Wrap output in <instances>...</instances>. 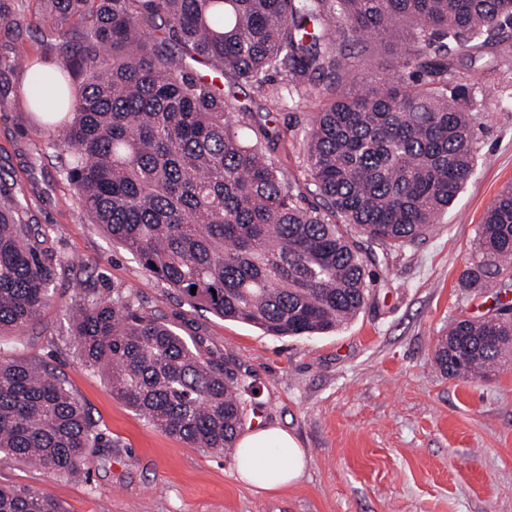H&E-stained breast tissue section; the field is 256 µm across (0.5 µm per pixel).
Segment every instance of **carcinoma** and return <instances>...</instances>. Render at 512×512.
Returning a JSON list of instances; mask_svg holds the SVG:
<instances>
[{
	"instance_id": "obj_1",
	"label": "carcinoma",
	"mask_w": 512,
	"mask_h": 512,
	"mask_svg": "<svg viewBox=\"0 0 512 512\" xmlns=\"http://www.w3.org/2000/svg\"><path fill=\"white\" fill-rule=\"evenodd\" d=\"M62 39L51 103L33 112L62 128L66 181L91 223L140 265L217 317L269 336L336 330L366 305L365 243L401 248L423 236L473 172L476 85L455 59L493 55L512 71V0H28ZM17 0H0V27ZM161 25H156V21ZM395 79L366 92L349 78L333 33L390 43ZM191 60L256 84L274 100L288 77L297 97L327 80L309 120L306 155L318 206H304L272 157L279 134L246 140L233 106ZM14 188L0 184V454L50 473L87 472L100 434L46 368L10 354L48 304L57 276L26 223ZM461 286L512 288V185L479 225ZM196 293H191L192 287ZM84 365L103 367L112 396L186 443L231 455L252 383L231 361L204 358L130 295L79 288L69 308ZM434 360L448 376L488 377L512 361V314L502 306L452 323ZM0 512H64L51 497L0 485Z\"/></svg>"
}]
</instances>
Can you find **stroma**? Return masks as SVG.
I'll return each instance as SVG.
<instances>
[{
  "label": "stroma",
  "instance_id": "stroma-1",
  "mask_svg": "<svg viewBox=\"0 0 512 512\" xmlns=\"http://www.w3.org/2000/svg\"><path fill=\"white\" fill-rule=\"evenodd\" d=\"M349 53L358 81L392 77L379 47L361 43ZM58 56V38L27 6L11 31L0 30V63L15 67L0 90V180L19 192L59 267L20 353L64 381L102 442L80 480L2 454L0 485L47 494L66 512H512V363L492 378L465 379L445 376L434 361L452 322L512 301V291L460 285L487 208L512 184V112L502 109L512 74L483 75L471 178L426 234L380 259L364 309L330 333L275 337L190 305L90 223L50 147L61 130L43 124L22 94L31 64ZM275 81L283 90L276 101L232 78L221 85L245 113L246 138L259 133L254 113L269 114L281 133L275 157L293 193L310 202L305 131L323 97L300 99L286 77ZM78 280L100 298L131 293L135 309L163 317L203 356L234 361L256 390L245 431L276 426L295 435L303 476L256 494L238 482L235 457L192 447L112 397L105 372L82 364L70 334Z\"/></svg>",
  "mask_w": 512,
  "mask_h": 512
}]
</instances>
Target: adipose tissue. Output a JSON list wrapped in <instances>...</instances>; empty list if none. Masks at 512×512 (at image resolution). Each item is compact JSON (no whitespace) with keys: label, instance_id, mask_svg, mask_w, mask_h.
Segmentation results:
<instances>
[{"label":"adipose tissue","instance_id":"ef3b65f1","mask_svg":"<svg viewBox=\"0 0 512 512\" xmlns=\"http://www.w3.org/2000/svg\"><path fill=\"white\" fill-rule=\"evenodd\" d=\"M243 450L236 464L238 478L256 492H272L294 484L305 466V451L288 432L267 427L240 441Z\"/></svg>","mask_w":512,"mask_h":512}]
</instances>
